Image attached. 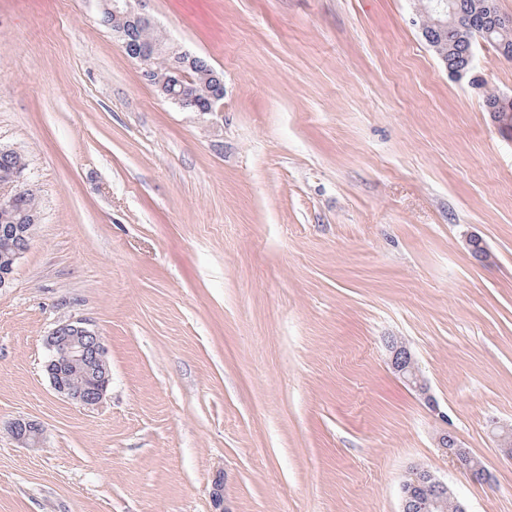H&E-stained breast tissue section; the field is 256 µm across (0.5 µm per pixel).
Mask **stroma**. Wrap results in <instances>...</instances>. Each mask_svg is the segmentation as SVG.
Masks as SVG:
<instances>
[{"label":"stroma","instance_id":"35a3bbf8","mask_svg":"<svg viewBox=\"0 0 512 512\" xmlns=\"http://www.w3.org/2000/svg\"><path fill=\"white\" fill-rule=\"evenodd\" d=\"M147 9L223 73L217 127L141 79L98 0H0V147L40 202L0 289V512H218V478L231 512H399L419 466L512 512L492 434L512 425V143L484 106L512 61L479 42L451 76L413 0ZM78 318L112 370L94 408L44 369ZM20 417L41 447L12 440ZM387 348L392 369L402 376L420 396L426 400L430 399L428 384L421 376L415 357L406 343L397 336H390L387 340ZM10 433L13 439L25 446L39 445L42 442V425L33 419L17 418L10 423ZM437 447L448 456V460L460 472L466 474L474 482L489 480L490 472L481 459L473 456L464 448L458 438L450 431L437 437Z\"/></svg>","mask_w":512,"mask_h":512}]
</instances>
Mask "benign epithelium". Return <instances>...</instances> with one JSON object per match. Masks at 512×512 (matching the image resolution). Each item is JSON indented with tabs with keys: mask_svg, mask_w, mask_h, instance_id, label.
I'll use <instances>...</instances> for the list:
<instances>
[{
	"mask_svg": "<svg viewBox=\"0 0 512 512\" xmlns=\"http://www.w3.org/2000/svg\"><path fill=\"white\" fill-rule=\"evenodd\" d=\"M147 0H103L102 7L112 13V34L120 41L122 48L128 47L130 26L136 22L152 23L143 12ZM418 2L422 35L435 54L444 63L448 72L463 78L473 68V53L466 49L464 58L448 55V37L464 32L475 17L500 31L512 29V15L495 9L491 0H474L465 11L448 5L446 0H424ZM174 56L188 61L189 70L179 66L170 69L171 75L157 82L156 58ZM142 80L153 86L172 103L186 112H199L202 116L218 118L224 112V81L211 66L203 67L198 58L176 48L159 50L135 56ZM200 83L206 92L207 106L196 109L188 105L183 97L175 95L167 87L174 84L193 86ZM490 119L500 135L512 138V98L501 96L499 102L487 106ZM16 183L0 184V209L12 208L18 199ZM26 253L24 248L13 247L4 252L3 264L8 273L0 277V288L10 283L12 271ZM48 353L45 370L54 391L67 401L82 407L98 406L106 396L112 382V371L108 360V348L101 333L85 319L69 320L54 327L44 338ZM390 365L427 402H432L427 382L421 376L415 357L410 348L400 338L390 336L387 340ZM13 439L25 446L39 445L42 442V425L28 418H17L10 423ZM437 447L448 456V460L460 472L474 482L489 480L490 472L481 459L464 448L450 431L437 437ZM468 512L448 483L439 479L431 470L424 467L412 469L401 485V512Z\"/></svg>",
	"mask_w": 512,
	"mask_h": 512,
	"instance_id": "benign-epithelium-1",
	"label": "benign epithelium"
}]
</instances>
